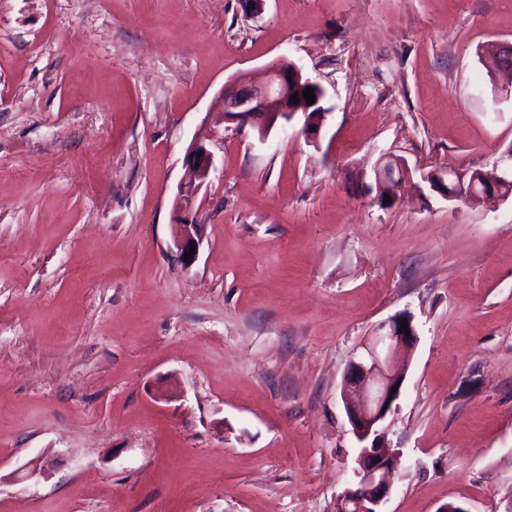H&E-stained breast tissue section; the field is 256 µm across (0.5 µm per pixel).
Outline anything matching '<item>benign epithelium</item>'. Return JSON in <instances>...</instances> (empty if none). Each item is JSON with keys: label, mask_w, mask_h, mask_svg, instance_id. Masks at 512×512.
I'll return each mask as SVG.
<instances>
[{"label": "benign epithelium", "mask_w": 512, "mask_h": 512, "mask_svg": "<svg viewBox=\"0 0 512 512\" xmlns=\"http://www.w3.org/2000/svg\"><path fill=\"white\" fill-rule=\"evenodd\" d=\"M310 84L312 81L303 77L296 65L273 62L263 69L259 80H235L224 88V116L240 125H254L264 138L277 121L289 122L299 112L308 115L311 106L304 97V89ZM294 95L299 102L292 100ZM185 170L174 199V236L182 265L188 267L198 255V251L190 250V245H199L203 239L193 202L215 170L214 157L205 140L199 138L189 145ZM416 173L421 181L450 201L458 199L448 185L450 180L466 186L467 200L472 202L495 204L507 198L504 194L505 184L509 183L507 169L488 172L460 166L426 172L411 168L405 157L391 152L379 158L376 181L388 188L394 201L404 183ZM188 252L192 256L186 262L184 257ZM403 322L408 325L406 332L401 330ZM416 342L417 331L411 316L396 314L378 327L365 345V354L351 362L346 371L341 397L352 432L362 442L371 441V445L363 446L358 453L353 480L338 500V512H383L391 491L387 475L395 468L398 453L389 447L380 426L405 381V370L394 363L393 356L402 348H413Z\"/></svg>", "instance_id": "1"}]
</instances>
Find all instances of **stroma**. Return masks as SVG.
Segmentation results:
<instances>
[{"label":"stroma","instance_id":"1","mask_svg":"<svg viewBox=\"0 0 512 512\" xmlns=\"http://www.w3.org/2000/svg\"><path fill=\"white\" fill-rule=\"evenodd\" d=\"M505 57L512 0H0V512H336L343 377L399 312L385 512H502L512 197L373 187L388 152L511 164ZM280 59L326 91L317 141L300 113L264 138L223 119ZM202 133L187 268L172 203Z\"/></svg>","mask_w":512,"mask_h":512}]
</instances>
